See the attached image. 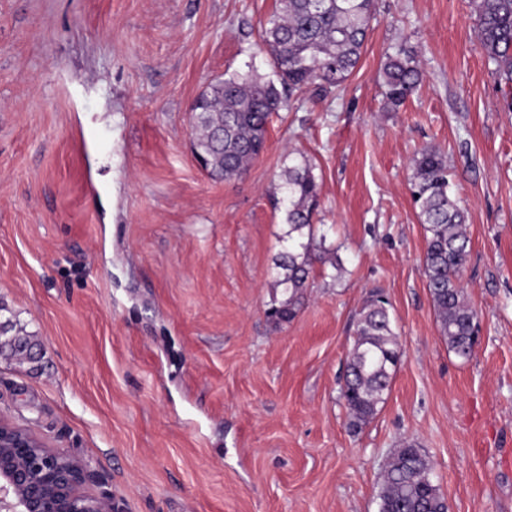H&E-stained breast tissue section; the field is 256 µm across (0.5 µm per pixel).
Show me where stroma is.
<instances>
[{"mask_svg": "<svg viewBox=\"0 0 512 512\" xmlns=\"http://www.w3.org/2000/svg\"><path fill=\"white\" fill-rule=\"evenodd\" d=\"M275 3L0 0V306L39 349L0 356V414L81 460L115 512H378L406 442L449 512H512V109L472 2L376 0L344 89L292 102L242 176L214 179L192 153L191 104L224 76L271 74L260 31ZM401 45L422 83L391 111L382 68ZM426 147L469 217L468 359L423 274L410 182ZM301 157L344 270L316 264L276 328L280 174ZM375 291L402 356L354 434L340 391Z\"/></svg>", "mask_w": 512, "mask_h": 512, "instance_id": "1", "label": "stroma"}]
</instances>
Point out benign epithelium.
Returning a JSON list of instances; mask_svg holds the SVG:
<instances>
[{
    "label": "benign epithelium",
    "instance_id": "benign-epithelium-1",
    "mask_svg": "<svg viewBox=\"0 0 512 512\" xmlns=\"http://www.w3.org/2000/svg\"><path fill=\"white\" fill-rule=\"evenodd\" d=\"M83 463L0 416V512H112L84 490Z\"/></svg>",
    "mask_w": 512,
    "mask_h": 512
}]
</instances>
